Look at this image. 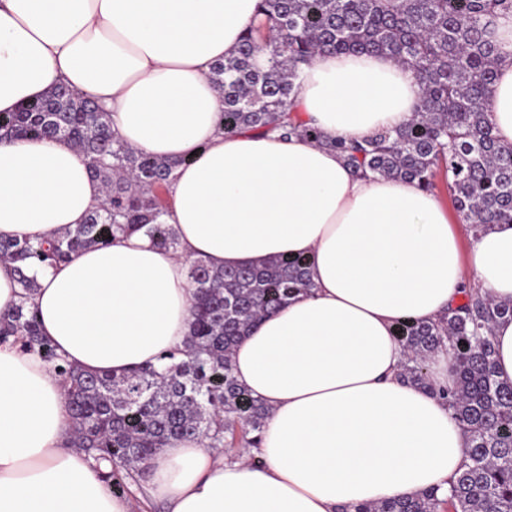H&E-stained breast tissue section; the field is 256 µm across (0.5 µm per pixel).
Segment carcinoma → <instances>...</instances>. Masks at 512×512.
<instances>
[{
    "label": "carcinoma",
    "mask_w": 512,
    "mask_h": 512,
    "mask_svg": "<svg viewBox=\"0 0 512 512\" xmlns=\"http://www.w3.org/2000/svg\"><path fill=\"white\" fill-rule=\"evenodd\" d=\"M512 0H263L261 22L235 52L212 67L224 98V129L303 135L321 142L298 112L301 66L324 52H383L410 67L421 109L406 126L362 141L331 143L363 177L411 181L436 189L444 173L453 210L477 233L512 223V147L500 144L484 111L501 50L491 26ZM0 134L61 138L85 157L105 198L85 223L37 244L0 238V261L13 266L20 301L0 315V344L39 355L61 378L72 423L71 445L111 468L115 495L142 488L146 464L170 440L193 437L208 448L259 447L270 408L236 379L238 342L265 315L314 288L304 257L258 266L213 269L189 263L190 331L182 349L160 364L121 375L70 364L41 336L27 302L30 271L55 267L117 233L143 230L164 250L179 240L162 221L177 161L132 148L112 134L108 115L57 86L16 112L0 113ZM512 318V301L466 294L434 321H405L403 380L436 392L428 361L441 347L452 355L455 384L439 394L470 433L466 463L448 490L385 498L342 512H512V385L495 377L493 324Z\"/></svg>",
    "instance_id": "1"
}]
</instances>
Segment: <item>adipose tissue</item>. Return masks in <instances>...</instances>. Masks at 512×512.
<instances>
[{"label":"adipose tissue","instance_id":"ef3b65f1","mask_svg":"<svg viewBox=\"0 0 512 512\" xmlns=\"http://www.w3.org/2000/svg\"><path fill=\"white\" fill-rule=\"evenodd\" d=\"M259 18V0H0V112L63 84L99 104L124 143L179 163L165 217L178 251L117 235L37 268L30 305L70 363L121 374L183 346L188 260L305 257L312 292L233 354L238 382L271 409L257 458L176 440L150 462L148 493L170 512H339L446 487L470 438L436 395L453 384L448 353L430 364L433 391L403 382L397 325L440 318L467 284L512 301V224L464 253L469 224L450 223L437 193L357 177L303 136L225 131L209 74ZM494 29L504 60L487 111L511 146L512 14ZM420 104L413 70L384 53H323L303 69L300 115L332 141L402 127ZM103 200L69 141L0 138V237H57ZM71 435L52 365L0 345V512H137L105 491Z\"/></svg>","mask_w":512,"mask_h":512}]
</instances>
